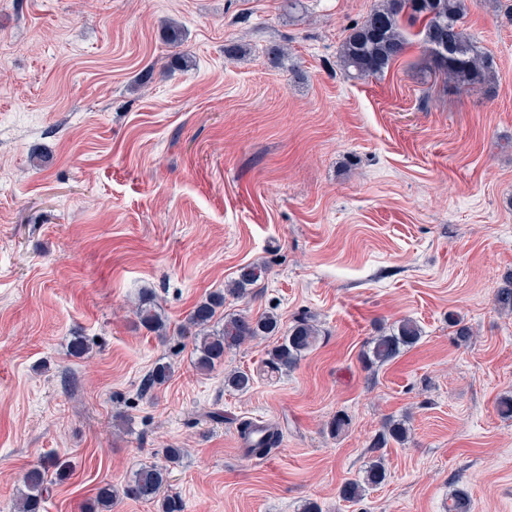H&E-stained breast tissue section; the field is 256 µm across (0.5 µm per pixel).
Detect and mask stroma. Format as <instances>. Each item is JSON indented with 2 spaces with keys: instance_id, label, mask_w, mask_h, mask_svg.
I'll return each mask as SVG.
<instances>
[{
  "instance_id": "stroma-1",
  "label": "stroma",
  "mask_w": 512,
  "mask_h": 512,
  "mask_svg": "<svg viewBox=\"0 0 512 512\" xmlns=\"http://www.w3.org/2000/svg\"><path fill=\"white\" fill-rule=\"evenodd\" d=\"M374 2L0 0V512L38 461L74 466L44 512H85L169 446L184 512H448L456 489L469 512H512V314L495 305L512 275V0H465L494 72L468 92L415 44L349 78L340 45ZM177 51L189 67L165 71ZM248 264L265 273L226 312L322 335L240 395L225 372L273 338L202 373L190 339L133 308L150 289L178 327ZM404 318L419 343L366 369L367 341ZM77 334L89 356L70 354ZM159 361L170 379L141 395ZM248 418L282 430L265 458L242 450ZM391 418L411 436L377 446ZM375 460L385 481L342 500Z\"/></svg>"
}]
</instances>
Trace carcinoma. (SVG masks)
Returning a JSON list of instances; mask_svg holds the SVG:
<instances>
[{"label":"carcinoma","mask_w":512,"mask_h":512,"mask_svg":"<svg viewBox=\"0 0 512 512\" xmlns=\"http://www.w3.org/2000/svg\"><path fill=\"white\" fill-rule=\"evenodd\" d=\"M465 12L464 0H377L366 19L353 27L341 46L340 63L352 78L380 76L401 57L411 44L410 36L418 38L422 52L434 63L435 68L448 80L466 90L480 88L490 83L492 62L477 43L465 32L461 24ZM418 27L411 34L409 29ZM265 269L246 265L228 288L215 292L198 302L189 313L178 335L190 336L194 343L196 368L210 372L224 363V355L247 341L263 337H277L267 350L260 371L283 374L295 368L303 357L317 345L320 329L308 318H301L288 328L284 335L280 319L274 313L258 317L247 314L218 315L224 307L226 296H241L257 283ZM495 304L499 310L512 312V277L498 289ZM135 315L139 327L164 339L169 324L164 319L152 292L141 293ZM448 327L453 329L459 343H468L473 332L459 315L448 313ZM422 337L418 323L410 318L400 320L389 332H382L367 342L364 355L368 367H381L402 352L417 345ZM172 366L158 362L146 375L143 388L149 391L164 385L171 377ZM255 382V373L234 369L224 374V388L247 393ZM241 438L248 457L263 458L281 441L278 425H259L251 420L239 423ZM410 427L404 420L390 419L378 444L388 441L404 444ZM183 449L174 446L165 449V463L149 464L138 468L121 489L108 485L98 489L88 512H112L117 496L134 500H154L168 483L170 467L178 464ZM73 472L66 459L55 457L52 461L30 466L20 478L18 488L19 512H43L51 487L66 480ZM386 479L382 463L369 465L360 480H348L340 488V496L348 502L361 499L365 488L381 484Z\"/></svg>","instance_id":"carcinoma-1"}]
</instances>
